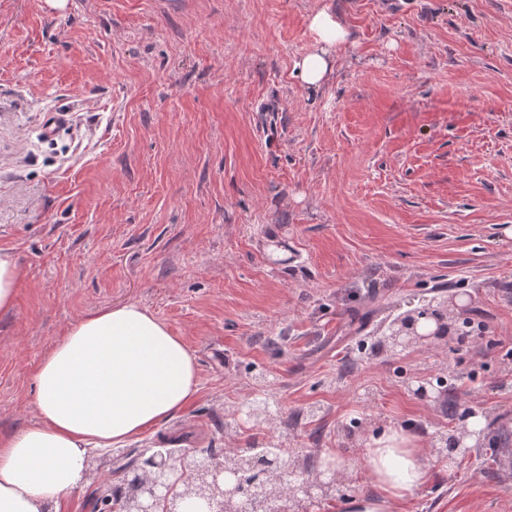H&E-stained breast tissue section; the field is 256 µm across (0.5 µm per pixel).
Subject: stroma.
<instances>
[{
	"label": "stroma",
	"instance_id": "obj_1",
	"mask_svg": "<svg viewBox=\"0 0 512 512\" xmlns=\"http://www.w3.org/2000/svg\"><path fill=\"white\" fill-rule=\"evenodd\" d=\"M323 8L348 37L310 86ZM0 251V433L35 421L36 363L93 311L140 304L198 363L194 400L94 453L61 512L177 430L336 453L369 496L392 428L432 451L396 512H512V0H0ZM457 294L483 335L359 350ZM439 375L434 400L409 386ZM470 411L479 446L436 453ZM18 267L12 254L0 251V312L8 313L15 303Z\"/></svg>",
	"mask_w": 512,
	"mask_h": 512
}]
</instances>
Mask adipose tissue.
Segmentation results:
<instances>
[{
    "instance_id": "ef3b65f1",
    "label": "adipose tissue",
    "mask_w": 512,
    "mask_h": 512,
    "mask_svg": "<svg viewBox=\"0 0 512 512\" xmlns=\"http://www.w3.org/2000/svg\"><path fill=\"white\" fill-rule=\"evenodd\" d=\"M316 47L297 63L321 84L347 32L327 10L309 21ZM37 421L0 434V512H60L85 477L92 447L117 448L187 406L199 388L196 357L146 308L127 303L71 323L32 375ZM428 451L392 429L367 448L376 492L345 512H392L428 479Z\"/></svg>"
}]
</instances>
